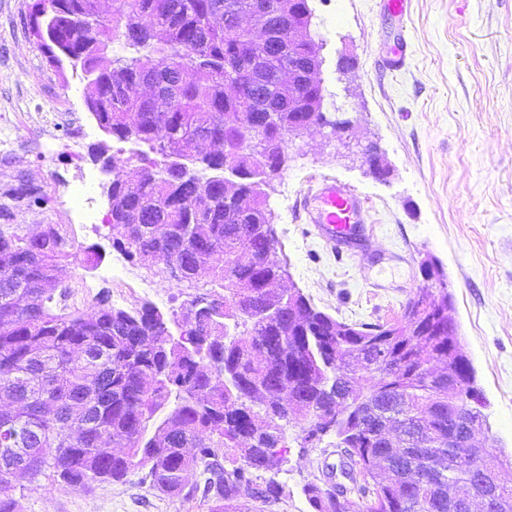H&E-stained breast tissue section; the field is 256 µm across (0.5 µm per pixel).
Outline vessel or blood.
<instances>
[{
    "label": "vessel or blood",
    "mask_w": 512,
    "mask_h": 512,
    "mask_svg": "<svg viewBox=\"0 0 512 512\" xmlns=\"http://www.w3.org/2000/svg\"><path fill=\"white\" fill-rule=\"evenodd\" d=\"M308 223L314 224L327 246L351 250L366 242V211L350 189L332 181L322 182L302 201Z\"/></svg>",
    "instance_id": "vessel-or-blood-1"
}]
</instances>
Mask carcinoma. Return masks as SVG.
Instances as JSON below:
<instances>
[{
  "label": "carcinoma",
  "instance_id": "carcinoma-1",
  "mask_svg": "<svg viewBox=\"0 0 512 512\" xmlns=\"http://www.w3.org/2000/svg\"><path fill=\"white\" fill-rule=\"evenodd\" d=\"M36 0L32 31L49 62L56 56L86 75L99 127L132 144L126 159L92 154L112 174L111 223L129 224L122 249L169 265L192 281L197 254L221 256L206 293L217 303L182 319L144 303L133 310L106 297L88 311L62 304V262L77 254L54 225L37 233L0 224V512H21L13 470L22 458L72 487L122 482L143 472L150 486L239 512L242 499L280 500L283 424L304 441L334 447L364 469L362 480L310 482L313 512H448L469 493L475 462L463 448L466 426L487 425L467 356L443 316L395 325L340 322L302 291L270 285L290 275L261 186L284 169L288 128L323 125L322 112H290L299 93L323 102L318 86L295 90L280 79L300 71L306 53L288 41L286 0ZM262 18L266 54L226 29ZM246 114L255 136L232 118ZM139 163L135 181L124 164ZM248 197L243 211L228 191ZM32 205L47 199L27 181L13 188ZM254 261H236L240 251ZM241 451L228 468V452ZM196 474L189 482L188 476ZM268 473L270 477L261 478Z\"/></svg>",
  "mask_w": 512,
  "mask_h": 512
}]
</instances>
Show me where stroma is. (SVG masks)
I'll return each instance as SVG.
<instances>
[{"label": "stroma", "instance_id": "1", "mask_svg": "<svg viewBox=\"0 0 512 512\" xmlns=\"http://www.w3.org/2000/svg\"><path fill=\"white\" fill-rule=\"evenodd\" d=\"M36 0H0V113L47 111L67 106L88 136L71 140L59 131L54 152L29 124L10 128L13 152L0 164V191L17 180L36 186L43 207L14 208L12 223L36 229L55 223L67 185L91 168V147L118 142L88 112L86 82L71 67L50 65L32 36ZM312 32L323 42L319 79L327 116L349 120L348 129L315 126L289 141L282 174L263 190L290 264L287 289L297 288L322 311L346 323L400 317L424 282L420 263L443 270L454 299L461 344L472 360L485 401L492 451L512 452V0H409L405 17L390 15L384 0H310ZM404 31L409 66L379 68ZM376 146L390 168L385 180L369 170L365 149ZM349 186L365 202L370 239L365 249L333 252L299 215L297 201L319 182ZM120 228L105 225L101 237L83 236L75 252L95 247L94 265L65 264L71 284L93 283L114 306L155 305L181 316L206 292L208 273L175 285L165 266L128 260L130 290L119 292L102 273ZM284 463L277 479L279 503L264 512H310L305 483L325 466H340L333 447L304 443L296 424L285 427ZM22 512H208V505L164 493L140 473L125 481L74 488L39 477L16 479Z\"/></svg>", "mask_w": 512, "mask_h": 512}]
</instances>
